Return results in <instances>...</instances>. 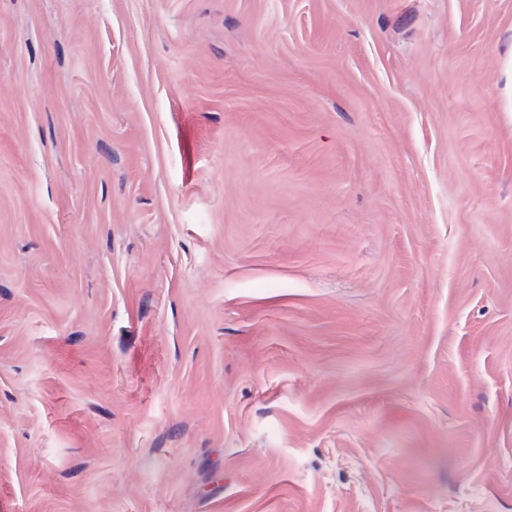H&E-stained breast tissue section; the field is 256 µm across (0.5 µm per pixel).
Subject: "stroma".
I'll return each mask as SVG.
<instances>
[{"instance_id":"obj_1","label":"stroma","mask_w":512,"mask_h":512,"mask_svg":"<svg viewBox=\"0 0 512 512\" xmlns=\"http://www.w3.org/2000/svg\"><path fill=\"white\" fill-rule=\"evenodd\" d=\"M0 512H512V0H0Z\"/></svg>"}]
</instances>
